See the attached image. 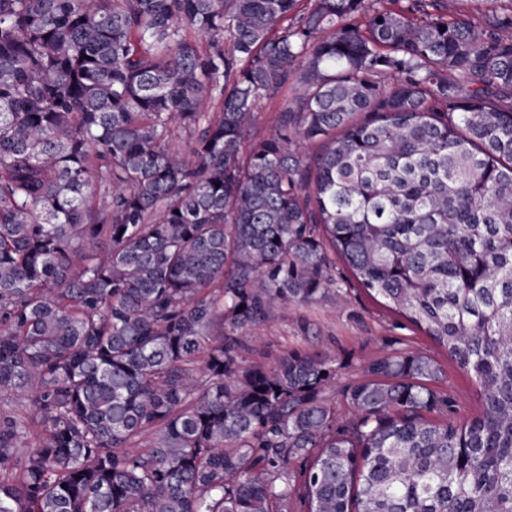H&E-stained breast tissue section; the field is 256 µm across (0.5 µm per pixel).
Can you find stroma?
I'll return each instance as SVG.
<instances>
[{"label":"stroma","instance_id":"1","mask_svg":"<svg viewBox=\"0 0 512 512\" xmlns=\"http://www.w3.org/2000/svg\"><path fill=\"white\" fill-rule=\"evenodd\" d=\"M298 91L292 80L258 104L251 128L254 139H261L280 123L284 103L294 102ZM251 335L243 353L249 364L271 366L294 351H319L335 358L339 370L328 394L344 419L350 418L351 412L341 402V389L361 377L368 360L402 349L423 350L443 364L446 378L442 387L456 402L455 420L471 418L478 408L471 379L418 333L397 328L394 314L357 287L330 293L312 305L274 308L268 319L252 328Z\"/></svg>","mask_w":512,"mask_h":512}]
</instances>
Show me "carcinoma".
I'll list each match as a JSON object with an SVG mask.
<instances>
[{
	"mask_svg": "<svg viewBox=\"0 0 512 512\" xmlns=\"http://www.w3.org/2000/svg\"><path fill=\"white\" fill-rule=\"evenodd\" d=\"M476 2L0 0V512H512V0ZM354 284L474 417L421 351L347 422L336 360L245 364ZM299 91L296 83V76L292 75L288 84L273 94L270 98L262 100L255 109V119L251 128V140L246 141L248 147L255 144L263 136L271 132L282 119L283 104L288 102V106L295 101Z\"/></svg>",
	"mask_w": 512,
	"mask_h": 512,
	"instance_id": "1",
	"label": "carcinoma"
}]
</instances>
